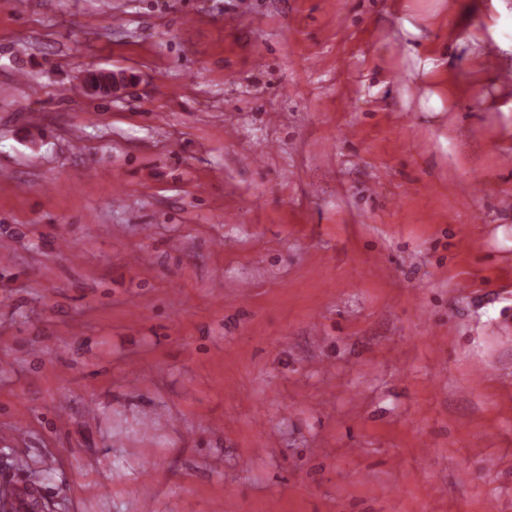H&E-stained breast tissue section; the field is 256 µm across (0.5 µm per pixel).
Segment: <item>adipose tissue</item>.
<instances>
[{"mask_svg": "<svg viewBox=\"0 0 512 512\" xmlns=\"http://www.w3.org/2000/svg\"><path fill=\"white\" fill-rule=\"evenodd\" d=\"M415 3L416 0L397 2L404 17L401 41L405 55L420 76L422 91L417 99L418 108L438 114L459 106L464 91L451 81L450 70L440 59L438 49L426 40L432 21L419 15ZM506 11L505 0H458V22L451 40L465 47L466 63L481 68L485 84L492 88L486 108L507 115L512 113V96L503 93L502 61L512 57V38L501 36L498 22L499 15Z\"/></svg>", "mask_w": 512, "mask_h": 512, "instance_id": "ef3b65f1", "label": "adipose tissue"}]
</instances>
